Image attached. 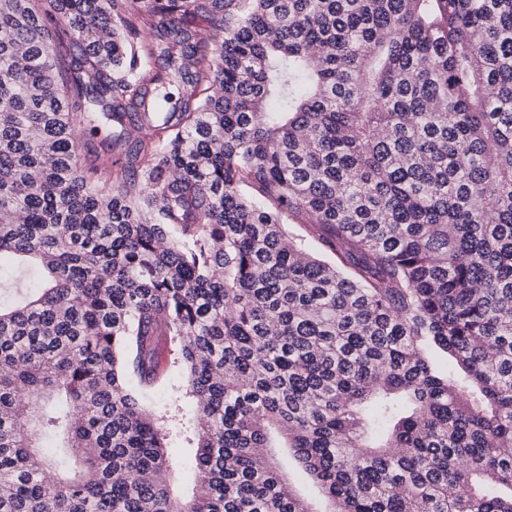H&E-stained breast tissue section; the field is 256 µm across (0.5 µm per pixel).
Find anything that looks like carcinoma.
<instances>
[{"label": "carcinoma", "mask_w": 512, "mask_h": 512, "mask_svg": "<svg viewBox=\"0 0 512 512\" xmlns=\"http://www.w3.org/2000/svg\"><path fill=\"white\" fill-rule=\"evenodd\" d=\"M5 255L0 512H512V0H0Z\"/></svg>", "instance_id": "cac0c4a2"}]
</instances>
